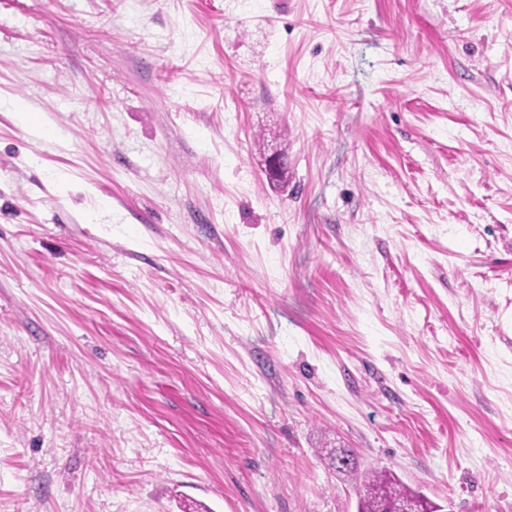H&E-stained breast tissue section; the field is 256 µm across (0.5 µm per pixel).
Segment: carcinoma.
<instances>
[{"label":"carcinoma","instance_id":"carcinoma-1","mask_svg":"<svg viewBox=\"0 0 512 512\" xmlns=\"http://www.w3.org/2000/svg\"><path fill=\"white\" fill-rule=\"evenodd\" d=\"M353 451L346 450L336 456V469L349 473L357 485L356 512H374L379 501H384L390 509L397 501L416 499L422 503L426 512H442V506L432 502L425 494L406 486L400 478L386 469H371L362 473L357 466L348 463Z\"/></svg>","mask_w":512,"mask_h":512}]
</instances>
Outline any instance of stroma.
I'll return each mask as SVG.
<instances>
[{
	"label": "stroma",
	"instance_id": "obj_1",
	"mask_svg": "<svg viewBox=\"0 0 512 512\" xmlns=\"http://www.w3.org/2000/svg\"><path fill=\"white\" fill-rule=\"evenodd\" d=\"M0 97V512H512V0H0ZM2 109H5L6 111L17 112L23 123H28L37 136L45 137L51 134V130L49 128L33 120V113L27 110V107L23 102L19 100H1V110ZM343 450L342 455L336 456V469L349 473L358 486L356 512H373L378 508L379 501L370 491H377L380 494L388 511L395 502L411 498L420 501L427 512L444 511L442 506L432 502L422 492L409 488L396 474L386 469H371L359 473L354 463L353 451L345 448Z\"/></svg>",
	"mask_w": 512,
	"mask_h": 512
}]
</instances>
